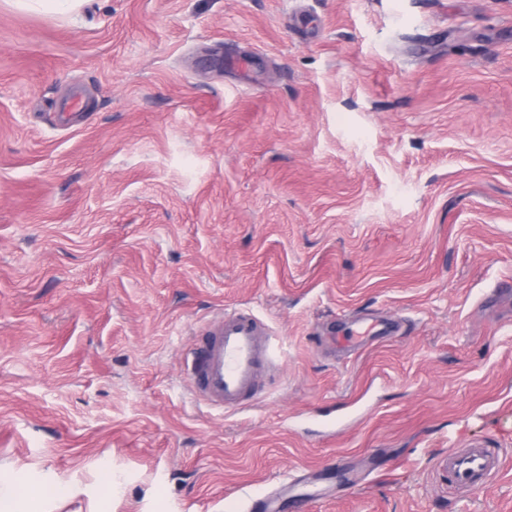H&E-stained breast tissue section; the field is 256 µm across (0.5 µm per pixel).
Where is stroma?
I'll return each instance as SVG.
<instances>
[{
	"label": "stroma",
	"instance_id": "35a3bbf8",
	"mask_svg": "<svg viewBox=\"0 0 512 512\" xmlns=\"http://www.w3.org/2000/svg\"><path fill=\"white\" fill-rule=\"evenodd\" d=\"M237 308L281 348L229 412L184 357ZM1 467L27 512H512V0H0ZM486 448H470L462 454H448V484L465 491L485 488L493 479Z\"/></svg>",
	"mask_w": 512,
	"mask_h": 512
}]
</instances>
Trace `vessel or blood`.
Instances as JSON below:
<instances>
[{
	"label": "vessel or blood",
	"mask_w": 512,
	"mask_h": 512,
	"mask_svg": "<svg viewBox=\"0 0 512 512\" xmlns=\"http://www.w3.org/2000/svg\"><path fill=\"white\" fill-rule=\"evenodd\" d=\"M273 351L274 338L260 319L242 312L225 313L208 326L187 356L193 394L227 411L243 409L257 400ZM492 479L487 449L449 454V485L474 492Z\"/></svg>",
	"instance_id": "1"
}]
</instances>
